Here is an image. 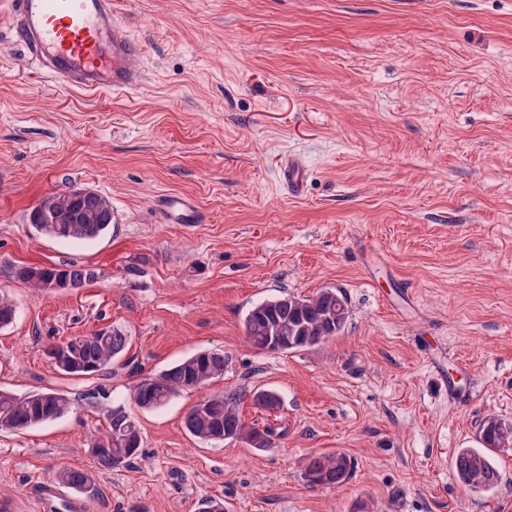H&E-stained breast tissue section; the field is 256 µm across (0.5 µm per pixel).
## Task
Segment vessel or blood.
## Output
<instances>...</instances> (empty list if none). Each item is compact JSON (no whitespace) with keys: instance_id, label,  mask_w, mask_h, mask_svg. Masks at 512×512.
Wrapping results in <instances>:
<instances>
[{"instance_id":"1","label":"vessel or blood","mask_w":512,"mask_h":512,"mask_svg":"<svg viewBox=\"0 0 512 512\" xmlns=\"http://www.w3.org/2000/svg\"><path fill=\"white\" fill-rule=\"evenodd\" d=\"M9 25L57 89L130 93L144 81L135 63L141 45L121 34L112 0H11ZM161 207L167 223L199 221L186 198L167 197Z\"/></svg>"}]
</instances>
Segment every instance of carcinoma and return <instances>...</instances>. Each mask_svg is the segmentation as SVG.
<instances>
[{
  "label": "carcinoma",
  "mask_w": 512,
  "mask_h": 512,
  "mask_svg": "<svg viewBox=\"0 0 512 512\" xmlns=\"http://www.w3.org/2000/svg\"><path fill=\"white\" fill-rule=\"evenodd\" d=\"M55 201L53 217L65 221L41 223L40 206L29 216L41 234L62 240L92 241L104 235L112 224V203L93 190L74 189L49 195ZM14 279L26 284L36 294L61 292L83 287L98 278L89 265H25L12 269ZM347 299L333 289L313 296H282L252 307L243 321L249 343L262 351H297L322 344L341 333L349 319ZM14 303L0 295V328L15 318ZM129 349V337L117 327L77 336L51 346L46 355L55 371L72 377L98 375L112 370V363ZM224 353L200 351L171 366L141 379L133 388L132 401L141 409L167 405L181 392L206 388L224 375ZM240 395L235 392L204 397L186 414L184 426L191 436L204 443L241 440L255 449L272 447L275 429H260L247 423L239 410ZM73 408L72 399L63 391L47 388L18 395L0 388V431L33 428L59 419ZM512 425L488 417L479 429L478 448H462L454 459L458 481L475 492L498 487L501 477L491 452L502 447L504 429ZM142 435L136 421L121 406L108 415L105 434L95 440L92 454L101 471L129 465L139 455ZM352 463L342 452L310 456L303 470V480L310 487L336 488L350 478ZM54 482L68 489L98 495L92 474L61 467L54 472Z\"/></svg>",
  "instance_id": "obj_1"
}]
</instances>
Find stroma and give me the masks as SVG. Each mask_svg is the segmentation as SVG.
Here are the masks:
<instances>
[{
	"label": "stroma",
	"instance_id": "stroma-1",
	"mask_svg": "<svg viewBox=\"0 0 512 512\" xmlns=\"http://www.w3.org/2000/svg\"><path fill=\"white\" fill-rule=\"evenodd\" d=\"M142 46L137 92H62L40 77L0 0V387L66 391L72 411L0 432V501L14 512H512L499 486L459 483L453 459L485 417L512 423V0H112ZM304 171L282 182L286 160ZM71 187L109 197L103 237L40 234L33 207ZM191 199L196 224L156 201ZM89 265L82 288L36 296L22 264ZM341 291L340 334L294 352L245 337L255 304ZM114 326L134 367L67 377L55 343ZM219 350L223 377L165 407L130 400L141 376ZM278 393L274 412L253 394ZM241 395L273 447L203 443L184 427L204 393ZM124 405L143 437L102 472L91 444ZM353 462L335 489L302 478L311 454ZM61 465L91 499L43 490ZM54 482L68 489L88 494L90 497L98 495L95 478L87 471L61 467L54 472Z\"/></svg>",
	"mask_w": 512,
	"mask_h": 512
}]
</instances>
